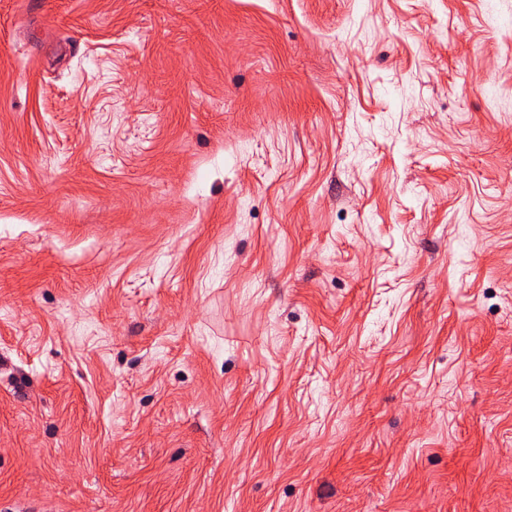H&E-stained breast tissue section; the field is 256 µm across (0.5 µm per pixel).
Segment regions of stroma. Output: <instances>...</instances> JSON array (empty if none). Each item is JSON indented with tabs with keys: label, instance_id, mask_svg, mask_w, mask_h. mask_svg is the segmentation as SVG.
Listing matches in <instances>:
<instances>
[{
	"label": "stroma",
	"instance_id": "obj_1",
	"mask_svg": "<svg viewBox=\"0 0 512 512\" xmlns=\"http://www.w3.org/2000/svg\"><path fill=\"white\" fill-rule=\"evenodd\" d=\"M0 512H512V0H0Z\"/></svg>",
	"mask_w": 512,
	"mask_h": 512
}]
</instances>
